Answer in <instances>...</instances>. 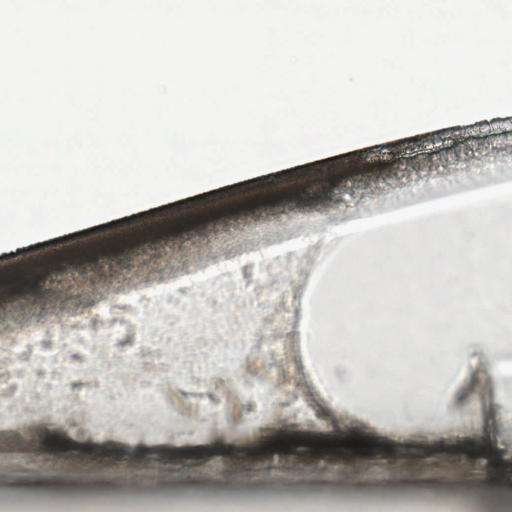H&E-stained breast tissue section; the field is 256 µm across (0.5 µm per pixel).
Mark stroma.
I'll return each mask as SVG.
<instances>
[{
  "instance_id": "stroma-1",
  "label": "stroma",
  "mask_w": 512,
  "mask_h": 512,
  "mask_svg": "<svg viewBox=\"0 0 512 512\" xmlns=\"http://www.w3.org/2000/svg\"><path fill=\"white\" fill-rule=\"evenodd\" d=\"M495 174L512 187V113L307 159L268 175L222 182L40 240L0 249V354L30 334H102L124 323V348L180 290L224 291L225 363L201 373L140 359L133 372L161 382L178 427L163 432L93 424L84 393L113 391L73 365L51 412L0 420V512H119L129 479L141 512H178L203 495L206 512H512V378H490L473 359L447 411L408 418L396 434L357 406L336 405L312 375L301 337L310 291L324 279L345 224L391 217L447 223L442 209ZM426 193L439 208L416 206ZM81 241L80 252L62 239ZM31 257L29 269L19 259ZM467 423H459V415ZM201 420V430L181 429ZM357 437L371 454L336 455ZM287 448H277L278 440Z\"/></svg>"
}]
</instances>
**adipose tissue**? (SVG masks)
Instances as JSON below:
<instances>
[{"label":"adipose tissue","instance_id":"1","mask_svg":"<svg viewBox=\"0 0 512 512\" xmlns=\"http://www.w3.org/2000/svg\"><path fill=\"white\" fill-rule=\"evenodd\" d=\"M504 200L503 193L489 192L461 198L451 206L457 231L449 239L448 248L454 253L458 272L468 268L471 236L492 240L497 235L496 225L477 223L478 214L498 207ZM430 230V225L416 222L387 224L378 234L368 232L363 224L349 227L345 231L348 248L328 275L330 287L314 289L305 341L315 369L338 404L355 402L394 417L406 410L435 411L449 404L458 378L477 352L482 354L483 367L491 377L499 379L512 372L501 357L500 324L501 316H512V307H494L489 302L492 283L503 276L497 262L487 263L482 277L468 280L466 288L461 289L464 306L447 326L452 351H445L435 341L437 328L432 320L423 327L430 337L425 344L406 333L403 321H395L394 333L400 336L401 344L393 365L380 358L377 345L367 344L365 337L351 332L339 291L360 269L377 271L386 261L403 270L408 283L396 291V306L401 313L413 311L419 293H432L435 281L423 278L418 253L405 247L407 241L422 239Z\"/></svg>","mask_w":512,"mask_h":512}]
</instances>
